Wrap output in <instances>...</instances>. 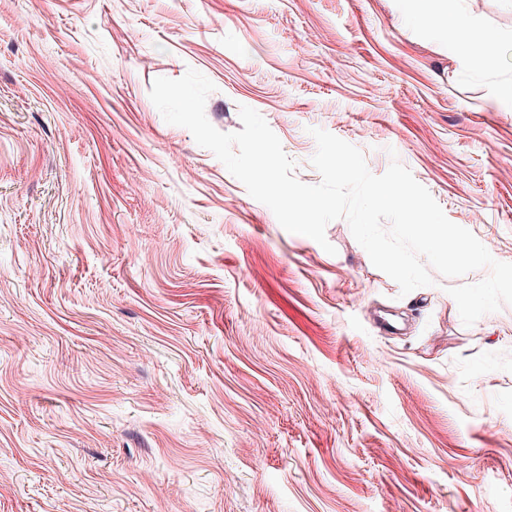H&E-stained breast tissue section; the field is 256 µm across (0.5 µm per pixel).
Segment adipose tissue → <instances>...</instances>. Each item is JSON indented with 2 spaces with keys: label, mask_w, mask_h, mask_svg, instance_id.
Instances as JSON below:
<instances>
[{
  "label": "adipose tissue",
  "mask_w": 512,
  "mask_h": 512,
  "mask_svg": "<svg viewBox=\"0 0 512 512\" xmlns=\"http://www.w3.org/2000/svg\"><path fill=\"white\" fill-rule=\"evenodd\" d=\"M412 27L427 30L467 68L490 70L512 59V38L494 29H476L468 14L449 6L448 0H398Z\"/></svg>",
  "instance_id": "obj_1"
}]
</instances>
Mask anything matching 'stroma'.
Listing matches in <instances>:
<instances>
[{"label": "stroma", "mask_w": 512, "mask_h": 512, "mask_svg": "<svg viewBox=\"0 0 512 512\" xmlns=\"http://www.w3.org/2000/svg\"><path fill=\"white\" fill-rule=\"evenodd\" d=\"M512 34V0H457ZM410 170L512 263V63L395 0H0V512H512V305L401 295L346 220L287 232L152 103Z\"/></svg>", "instance_id": "35a3bbf8"}]
</instances>
